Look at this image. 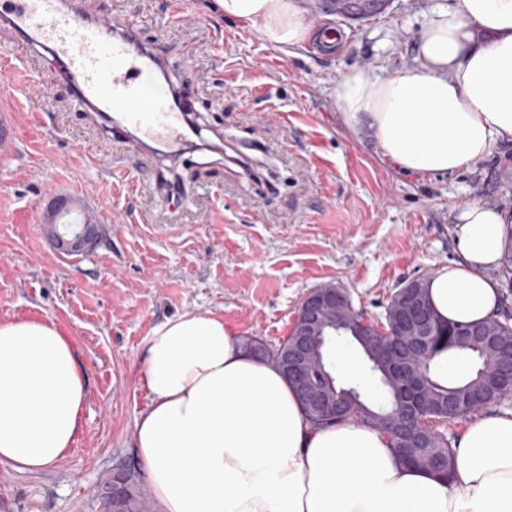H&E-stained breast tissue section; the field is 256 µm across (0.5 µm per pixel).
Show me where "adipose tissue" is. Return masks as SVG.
Masks as SVG:
<instances>
[{
  "instance_id": "ef3b65f1",
  "label": "adipose tissue",
  "mask_w": 512,
  "mask_h": 512,
  "mask_svg": "<svg viewBox=\"0 0 512 512\" xmlns=\"http://www.w3.org/2000/svg\"><path fill=\"white\" fill-rule=\"evenodd\" d=\"M285 50L306 42L303 0H218ZM413 64L381 76L353 68L336 106L396 168L446 176L512 145V0H443ZM460 261L425 283L437 317H496L495 272L512 250V209H456ZM138 380L150 396L135 449L161 512H512V411L471 418L449 475L405 464L360 420L311 424L272 362L254 358L212 314L156 328ZM88 398L70 340L48 319L0 322V463L39 472L72 447Z\"/></svg>"
}]
</instances>
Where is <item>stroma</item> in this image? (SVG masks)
<instances>
[{"label":"stroma","mask_w":512,"mask_h":512,"mask_svg":"<svg viewBox=\"0 0 512 512\" xmlns=\"http://www.w3.org/2000/svg\"><path fill=\"white\" fill-rule=\"evenodd\" d=\"M82 2L92 16L133 24L168 59V84L183 90L202 131L235 140L240 161L139 152L113 170L100 128L42 61L19 96L21 140L0 178V321H53L85 369L88 399L55 465L0 464V512H104L102 486L137 463L135 423L150 403L137 379L141 352L167 320L214 314L270 348L326 284L376 319L406 284L458 260L456 208H512V146L473 171L423 176L383 161L336 109L343 72L414 62L437 0H392L361 23L307 0L312 29L336 28L342 40L287 52L260 25L225 19L216 0ZM57 197L94 210L90 252L59 254L35 221Z\"/></svg>","instance_id":"stroma-1"}]
</instances>
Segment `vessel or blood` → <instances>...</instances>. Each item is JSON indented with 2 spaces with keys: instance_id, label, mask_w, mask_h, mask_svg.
Wrapping results in <instances>:
<instances>
[{
  "instance_id": "vessel-or-blood-1",
  "label": "vessel or blood",
  "mask_w": 512,
  "mask_h": 512,
  "mask_svg": "<svg viewBox=\"0 0 512 512\" xmlns=\"http://www.w3.org/2000/svg\"><path fill=\"white\" fill-rule=\"evenodd\" d=\"M0 31L28 48L0 80V98L28 89L40 64L30 49L41 45L50 49L60 80L73 85L75 102L92 119L109 117L102 134L113 140L116 156L153 144L176 159L191 143L185 100L148 88V74L166 70L168 62L140 44L135 27L115 32L104 19L78 15L69 0H0Z\"/></svg>"
}]
</instances>
